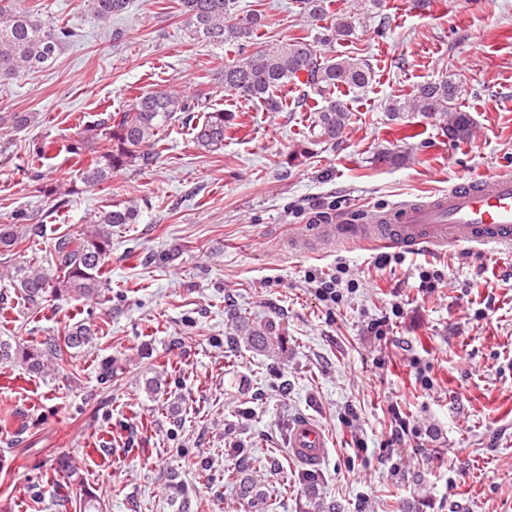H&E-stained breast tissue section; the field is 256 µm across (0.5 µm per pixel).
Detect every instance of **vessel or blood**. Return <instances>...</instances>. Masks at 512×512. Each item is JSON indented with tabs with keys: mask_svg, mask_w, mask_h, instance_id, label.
Instances as JSON below:
<instances>
[{
	"mask_svg": "<svg viewBox=\"0 0 512 512\" xmlns=\"http://www.w3.org/2000/svg\"><path fill=\"white\" fill-rule=\"evenodd\" d=\"M320 235L388 249L417 250L459 243L512 248V175L463 181L441 195L376 211L359 224L346 216L323 225ZM288 447L291 457L309 468L321 465L329 453L324 427L309 417L291 424Z\"/></svg>",
	"mask_w": 512,
	"mask_h": 512,
	"instance_id": "obj_1",
	"label": "vessel or blood"
}]
</instances>
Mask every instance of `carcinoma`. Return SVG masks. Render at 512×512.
Listing matches in <instances>:
<instances>
[{
  "label": "carcinoma",
  "instance_id": "carcinoma-1",
  "mask_svg": "<svg viewBox=\"0 0 512 512\" xmlns=\"http://www.w3.org/2000/svg\"><path fill=\"white\" fill-rule=\"evenodd\" d=\"M359 11L336 15L325 28V41H353L372 16L379 13L383 0H363ZM97 17L106 22L127 7V0H87ZM179 14L189 32L214 45L227 41H248L261 26V14L254 13L240 21L234 17V0H179ZM66 26H54L23 10L17 0H0V82L12 81L43 67L71 38ZM304 76L303 97H318L311 116L310 135L321 143L336 144L348 125L347 103L335 96L341 88L360 94L374 81L368 60L351 54L325 57L304 37L275 39L262 49L234 64L224 66V89L247 101L259 102L269 112L282 109L280 92L288 83ZM459 85L452 79L429 82L407 98L389 101L387 111L393 117L406 112H420L438 122L442 132L453 142H463L471 135L468 113L455 107ZM200 104L167 89L139 95L131 108L107 111L91 123H78L75 136L65 150L80 164L78 178L88 187L103 185L112 172L150 164L160 152V133L179 112L192 115ZM203 121L194 127V139L204 149H218L232 128L234 117L224 109L202 113ZM50 148L39 146L35 160L27 169L30 177H41L40 169L48 159ZM139 211L133 203L115 204L100 210L84 228L56 238L53 253L55 272L39 264L22 261L8 278L23 300L32 306L62 294L92 300L98 297L106 267L111 260L112 225L137 223ZM15 223L0 225V253L12 252L23 242L18 225L27 221L18 213ZM246 342L261 353H272L281 345L269 326L245 329ZM94 329L83 321L73 323L61 340H46L27 346H14L0 338V366L20 363L39 376L55 374L71 366L78 354L92 343ZM122 366L112 357L101 361L100 378L108 383L118 376ZM228 480L235 483L242 498L251 507L261 509L270 492L247 473L246 466L236 464L227 469ZM166 501L170 512H190L191 497L178 475L170 473L166 484Z\"/></svg>",
  "mask_w": 512,
  "mask_h": 512
}]
</instances>
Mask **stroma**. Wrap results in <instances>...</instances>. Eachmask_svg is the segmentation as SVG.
<instances>
[{"mask_svg":"<svg viewBox=\"0 0 512 512\" xmlns=\"http://www.w3.org/2000/svg\"><path fill=\"white\" fill-rule=\"evenodd\" d=\"M19 5L77 36L50 65L0 83V113L31 116L0 127V224L28 217L17 260L53 268V238L112 203L136 204L139 219L113 226L106 285L92 301L29 307L0 255V336L29 344L63 338L79 320L99 327L76 373L0 367V512H77L88 492L102 512H167L172 472L192 512H253L224 476L240 456L272 493L266 512H309L313 496L324 512H502L512 502V250L433 246L380 269L377 247L310 235L342 214L512 173V0H384L386 25L320 45L325 56H364L376 73L347 96L350 120L334 146L312 143L300 85L270 112L221 80L225 64L269 39L321 34L300 0H237L239 14L259 12L265 25L249 43L221 46L189 34L178 0H130L106 23L85 0ZM448 77L462 85L469 140L449 141L419 112L390 118L391 98ZM158 88L233 111L241 125L208 151L191 124L173 122L152 165L62 202L29 178L39 144ZM386 148L407 161H376ZM340 261L359 286L322 301L307 274ZM427 266L445 275L431 292L419 288ZM382 316L383 339L367 328ZM245 324L272 326L282 351H254ZM107 356L124 366L109 384L99 376ZM419 365L431 387L416 382ZM156 369L168 388L154 397L144 383ZM302 415L329 437L314 485L288 455V427ZM402 422L405 444L387 447ZM61 455L74 480L55 471ZM61 486L73 502L65 511Z\"/></svg>","mask_w":512,"mask_h":512,"instance_id":"35a3bbf8","label":"stroma"}]
</instances>
